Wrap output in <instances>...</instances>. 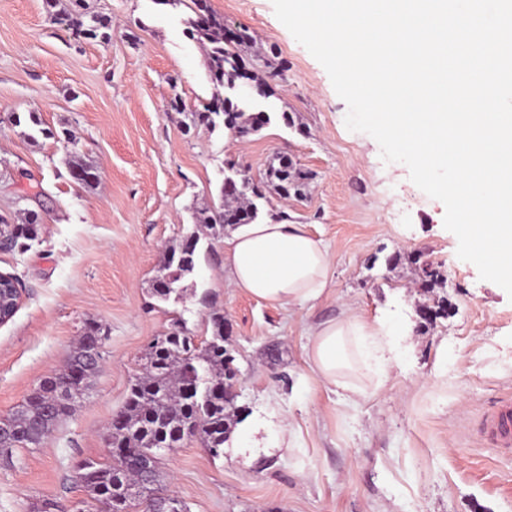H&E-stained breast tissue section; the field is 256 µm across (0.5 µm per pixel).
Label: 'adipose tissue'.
<instances>
[{"instance_id": "adipose-tissue-1", "label": "adipose tissue", "mask_w": 512, "mask_h": 512, "mask_svg": "<svg viewBox=\"0 0 512 512\" xmlns=\"http://www.w3.org/2000/svg\"><path fill=\"white\" fill-rule=\"evenodd\" d=\"M332 259L322 238L304 224L278 219L236 225L224 239L230 285L280 307L316 306L329 286ZM397 329L384 316L352 311L319 322L308 333L305 361L329 387L355 400L369 390L357 375L385 378L398 353Z\"/></svg>"}]
</instances>
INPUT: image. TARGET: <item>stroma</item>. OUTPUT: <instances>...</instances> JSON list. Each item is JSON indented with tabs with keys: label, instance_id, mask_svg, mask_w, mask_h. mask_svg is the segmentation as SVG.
<instances>
[{
	"label": "stroma",
	"instance_id": "stroma-1",
	"mask_svg": "<svg viewBox=\"0 0 512 512\" xmlns=\"http://www.w3.org/2000/svg\"><path fill=\"white\" fill-rule=\"evenodd\" d=\"M84 5L111 17L108 42L53 22L44 0H0V224L27 211L43 220L31 250L0 251V273L23 283L0 325V416L64 367L87 322L105 333L84 398L41 447L0 456V512H96L77 462L107 456V426L148 346L179 325L204 340L214 309L239 369L236 405L258 428H236L217 457L197 442L162 456L163 485L188 512H512V453L477 432L512 395V298L458 258L444 204L404 164L383 162L374 138L346 128V103L272 0H210L261 47L248 67L273 90L255 106L271 122L244 138L185 127L221 88L180 0ZM12 112L40 123L13 124ZM281 153L309 178L300 196L258 200L260 217L288 213L324 240L329 295L284 309L235 291L224 240L208 237L179 298L158 300L165 251L192 231L195 210L217 203L228 170L257 183ZM73 156L95 185L71 178ZM424 265L443 278L430 294ZM436 299L447 315L424 320ZM348 307L369 319L396 311L409 327L384 383L366 378L370 393L354 402L305 362L310 327Z\"/></svg>",
	"mask_w": 512,
	"mask_h": 512
}]
</instances>
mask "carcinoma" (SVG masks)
Masks as SVG:
<instances>
[{"mask_svg":"<svg viewBox=\"0 0 512 512\" xmlns=\"http://www.w3.org/2000/svg\"><path fill=\"white\" fill-rule=\"evenodd\" d=\"M194 14L190 19L191 35L208 45V69L213 81L227 88L229 94L215 96L204 111L192 114L193 121L208 127L223 121L225 129L245 136L258 131L270 121L266 112L245 117L247 103L238 98L239 80L249 79L263 88L262 94H271L269 85L245 72L241 55L243 47L253 42L247 30L226 35L224 18L213 11L208 0H184ZM59 0H45L47 11L86 39L109 38L112 19L107 15L87 16L69 10L59 11ZM307 179L288 156L282 155L278 164L265 170L263 183L276 193L300 192ZM258 207L246 196L242 184L227 177L220 189L218 205L204 209L195 216V223L220 227L251 224L258 218ZM41 218L31 211L19 224L0 229L4 250L27 251L39 233ZM200 236L193 232L184 237L179 248L167 252L163 268L172 279V288L154 287L155 296L169 300L178 292L175 284L192 275L198 259ZM211 335L197 343L194 337L179 332L173 339L148 350L142 372L128 388L127 399L120 414V427L108 426V456L102 460H87L88 470L77 473V479L87 496L99 504L104 512H114L112 480L118 478L137 496H148V504L163 494L162 475L153 465L151 480L140 482V460L136 455L115 452L117 448H180L197 434L195 441L204 447L222 448L240 423L236 415L226 412L229 399L224 390L231 389L237 380L234 357L224 348V319L210 316ZM97 324L84 325L79 340L68 356L64 369L43 378L33 394L19 408L0 419V425L15 430L13 440L3 449L37 448L53 431L57 423L72 409L70 400L79 399L88 389L83 375L92 370L88 362L89 346L102 341Z\"/></svg>","mask_w":512,"mask_h":512,"instance_id":"cac0c4a2","label":"carcinoma"}]
</instances>
